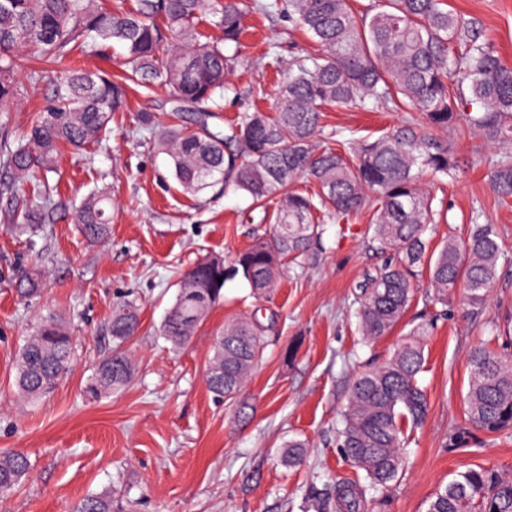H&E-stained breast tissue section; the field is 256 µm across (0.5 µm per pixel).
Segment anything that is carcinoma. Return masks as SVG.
<instances>
[{
	"mask_svg": "<svg viewBox=\"0 0 512 512\" xmlns=\"http://www.w3.org/2000/svg\"><path fill=\"white\" fill-rule=\"evenodd\" d=\"M286 14L314 40L317 50L283 64L273 112L245 110L224 124L220 111L233 90L228 75L238 63L248 13ZM212 18L222 36L202 29ZM122 51L128 76L76 66V56ZM37 63L19 81L23 63ZM50 73L52 95L25 130L0 144V170L30 184L23 206L9 202L0 223L31 234L53 222L56 204L47 174L61 148L79 152L99 142L112 114L125 111L128 83L165 88L172 111L187 112V124L161 123L144 112L139 127L171 160L172 176L188 194L228 189L270 209L268 234L240 252L232 267L257 295L275 288L286 261L307 255L322 236L315 215L338 221L373 211L374 240L393 249L398 261L365 284L355 314L363 340L387 335L409 308L410 279L429 271L431 302L446 305L457 288L466 305L481 308L495 281L502 255L493 224L471 217L467 239L450 238L437 251L423 238L436 223L434 195L424 178L441 184L454 175L453 146L438 131L467 130L493 145L512 144V67L485 38L480 21L445 9L444 0H377L358 15L349 0H134L108 8L101 0H0V103L27 94ZM391 107L420 118L384 132L347 152L342 132H323L327 107ZM304 179L312 194L295 189ZM492 190L512 201V157L502 156L489 174ZM108 192L90 193L76 212L79 232L91 242L111 233ZM224 260L197 262L184 275L161 325L174 347L185 346L220 300ZM16 292L40 295L44 280L35 269L18 268ZM140 324L139 308L122 300L112 310V352L87 379L96 399L124 388L133 375L125 344ZM432 323L416 324L384 362L355 374L337 427L340 453L355 477H338L326 492L311 495L314 512H366L405 469L408 433L426 419L428 403L419 384L425 338ZM268 327L243 318L224 327L206 370V386L218 398L241 392L267 346ZM76 341L49 316L28 336L17 360L16 383L27 399L49 393L73 365ZM464 416L467 427L486 433L512 432V358L485 347L469 355ZM307 444L288 440L284 464L294 467ZM29 458L0 452V494L29 473ZM75 512H116L109 495H90ZM428 512H512V480L493 468H469L438 490Z\"/></svg>",
	"mask_w": 512,
	"mask_h": 512,
	"instance_id": "cac0c4a2",
	"label": "carcinoma"
}]
</instances>
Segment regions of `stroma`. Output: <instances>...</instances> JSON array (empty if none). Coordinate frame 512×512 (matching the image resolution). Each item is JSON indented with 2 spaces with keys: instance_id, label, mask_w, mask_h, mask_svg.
Segmentation results:
<instances>
[{
  "instance_id": "stroma-1",
  "label": "stroma",
  "mask_w": 512,
  "mask_h": 512,
  "mask_svg": "<svg viewBox=\"0 0 512 512\" xmlns=\"http://www.w3.org/2000/svg\"><path fill=\"white\" fill-rule=\"evenodd\" d=\"M448 8L477 18L503 60L512 64V0H448ZM240 61L230 80L234 94L223 115L245 108L270 110L280 76L273 56L315 51L308 35L283 17L247 15ZM262 86L264 96L252 95ZM49 82L0 108V130L17 131L50 96ZM163 91L132 93L127 111L109 123L102 143L78 156L63 153L56 184L59 209L46 232L18 234L0 224V451L30 458L28 476L5 497L0 512H74L91 494L126 487L136 512H305L311 485L350 475L337 446L336 424L359 366L387 359L430 301L429 275L420 271L413 301L401 322L372 344L360 342L350 304L367 276L396 261L372 239L371 211L348 223L327 224L302 269H283L276 288L253 297L241 277H227L224 299L204 318L183 348L160 334L183 273L197 260L232 261L254 234L269 224L248 199L227 191L186 194L177 187L169 158L135 134L148 111L171 121ZM405 112L328 108V129L346 138H377ZM452 143L460 166L437 190L443 214L429 225L430 245L465 238L472 213L496 225L503 254L485 305L468 312L462 295L437 306L440 315L425 348L420 375L428 400L423 425L408 436L406 472L373 512H427L434 494L475 465L512 476V434L476 433L455 448L451 438L464 422L468 354L512 316V204L501 203L489 185L503 148L465 131L439 134ZM107 189L112 232L103 244L86 241L73 222L84 196ZM37 266L46 282L41 297L20 298L11 273L18 264ZM140 308L141 326L128 345L135 374L124 389L100 399L83 392L95 364L112 350L108 331L115 301ZM257 315L272 330L262 359L252 369L239 402L215 400L204 375L216 336L226 324ZM61 319L77 340L74 366L52 393L22 398L15 387L19 349L40 318ZM297 346L287 359L289 346ZM309 443L302 467L281 462L288 439Z\"/></svg>"
}]
</instances>
